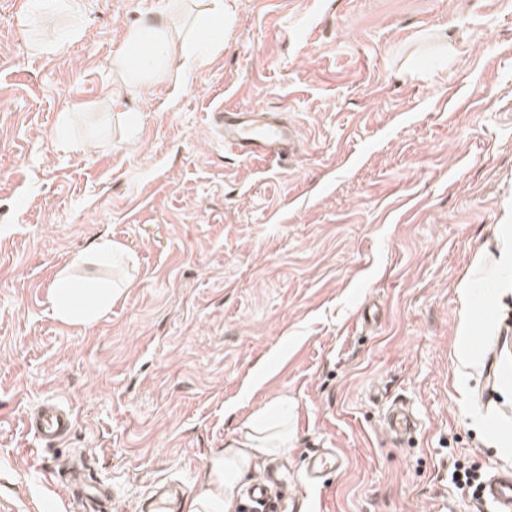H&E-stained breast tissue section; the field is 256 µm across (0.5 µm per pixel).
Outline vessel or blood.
I'll use <instances>...</instances> for the list:
<instances>
[{
	"instance_id": "vessel-or-blood-1",
	"label": "vessel or blood",
	"mask_w": 512,
	"mask_h": 512,
	"mask_svg": "<svg viewBox=\"0 0 512 512\" xmlns=\"http://www.w3.org/2000/svg\"><path fill=\"white\" fill-rule=\"evenodd\" d=\"M219 139L225 148L242 160L263 157L272 161L294 155L300 136L295 126L283 122L278 114L255 108L212 115ZM75 419L71 409L61 401L45 399L26 412L24 426L35 440L47 445L69 436ZM341 458L334 449L311 456L306 479L315 482L325 471L338 469ZM484 497L496 507V512H512V470L491 476L483 485Z\"/></svg>"
}]
</instances>
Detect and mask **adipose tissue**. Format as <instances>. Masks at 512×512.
<instances>
[{
  "label": "adipose tissue",
  "mask_w": 512,
  "mask_h": 512,
  "mask_svg": "<svg viewBox=\"0 0 512 512\" xmlns=\"http://www.w3.org/2000/svg\"><path fill=\"white\" fill-rule=\"evenodd\" d=\"M235 14V0H208L200 19L204 40L175 38L165 20L147 21L128 30L111 65L124 81L141 88L152 86L172 65L192 69L203 65L224 46ZM114 288L105 282L81 283L58 273L47 295L51 316L63 324L90 326L112 307ZM288 401L278 398L254 413L242 426L239 438L207 459L206 477L186 499L184 512H236L239 485L256 458L287 455Z\"/></svg>",
  "instance_id": "1"
}]
</instances>
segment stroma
<instances>
[{
	"label": "stroma",
	"mask_w": 512,
	"mask_h": 512,
	"mask_svg": "<svg viewBox=\"0 0 512 512\" xmlns=\"http://www.w3.org/2000/svg\"><path fill=\"white\" fill-rule=\"evenodd\" d=\"M207 2L83 0L71 43L72 17L0 0V502L85 512L76 473L112 512L163 488L181 512L284 397L293 446L256 466L296 512H492L451 472L512 469V0H237L207 64L124 87L127 30L192 34ZM246 106L299 126L294 157L225 152L212 114ZM103 238L133 267L86 264ZM61 271L132 285L70 327ZM44 399L75 418L51 446L23 424ZM325 448L342 466L305 488Z\"/></svg>",
	"instance_id": "obj_1"
}]
</instances>
